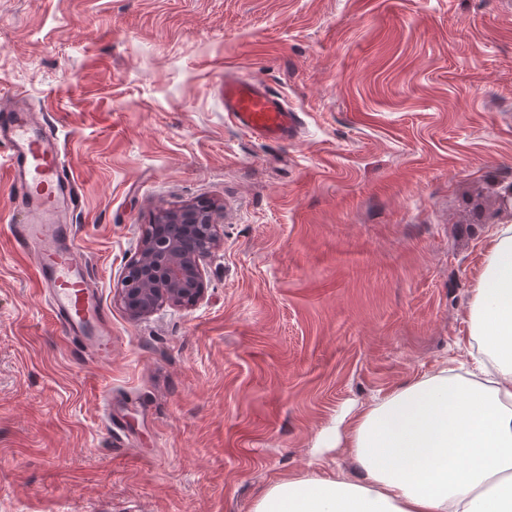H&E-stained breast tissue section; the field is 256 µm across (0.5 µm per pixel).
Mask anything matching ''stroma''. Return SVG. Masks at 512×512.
Here are the masks:
<instances>
[{
    "mask_svg": "<svg viewBox=\"0 0 512 512\" xmlns=\"http://www.w3.org/2000/svg\"><path fill=\"white\" fill-rule=\"evenodd\" d=\"M278 91L279 144L224 119ZM57 129L112 361L75 356L12 225L0 145V512H253L354 478L338 417L479 349L467 307L512 224V0H0V103ZM223 203L197 305L128 318L162 209ZM224 112L241 131L274 143L293 138L300 128L298 113L254 77L224 76Z\"/></svg>",
    "mask_w": 512,
    "mask_h": 512,
    "instance_id": "1",
    "label": "stroma"
}]
</instances>
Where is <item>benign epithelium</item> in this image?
<instances>
[{
    "label": "benign epithelium",
    "mask_w": 512,
    "mask_h": 512,
    "mask_svg": "<svg viewBox=\"0 0 512 512\" xmlns=\"http://www.w3.org/2000/svg\"><path fill=\"white\" fill-rule=\"evenodd\" d=\"M224 207L216 201L184 203L164 209L165 229L142 230L117 294L129 316L146 318L165 305L193 306L206 292L204 264L221 242Z\"/></svg>",
    "instance_id": "obj_1"
}]
</instances>
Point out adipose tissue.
I'll list each match as a JSON object with an SVG mask.
<instances>
[{"label":"adipose tissue","instance_id":"obj_1","mask_svg":"<svg viewBox=\"0 0 512 512\" xmlns=\"http://www.w3.org/2000/svg\"><path fill=\"white\" fill-rule=\"evenodd\" d=\"M485 382L439 370L347 424L358 480L275 483L253 512H512V225H499L468 308Z\"/></svg>","mask_w":512,"mask_h":512}]
</instances>
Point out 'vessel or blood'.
<instances>
[{
    "label": "vessel or blood",
    "instance_id": "obj_1",
    "mask_svg": "<svg viewBox=\"0 0 512 512\" xmlns=\"http://www.w3.org/2000/svg\"><path fill=\"white\" fill-rule=\"evenodd\" d=\"M224 112L241 131L274 143L293 138L300 127L298 114L277 92L248 76L225 77ZM0 143L9 150L12 181L25 213L17 232L34 258L54 321L74 351L110 361L108 317L75 251L68 215L78 190L64 165L60 143L19 98L0 107Z\"/></svg>",
    "mask_w": 512,
    "mask_h": 512
}]
</instances>
